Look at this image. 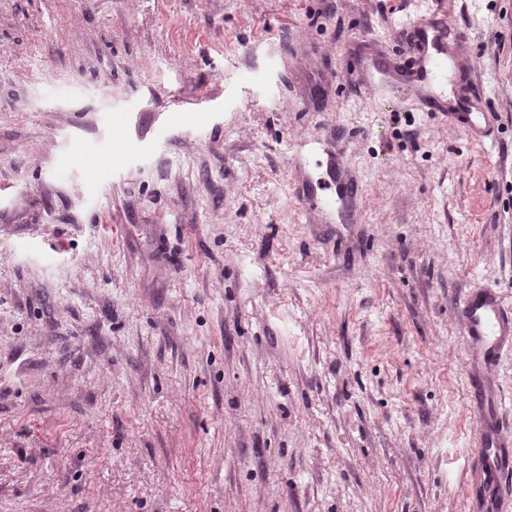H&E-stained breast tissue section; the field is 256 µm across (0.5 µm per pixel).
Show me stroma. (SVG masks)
<instances>
[{
  "mask_svg": "<svg viewBox=\"0 0 512 512\" xmlns=\"http://www.w3.org/2000/svg\"><path fill=\"white\" fill-rule=\"evenodd\" d=\"M420 1L0 0V512H484L460 304L512 305V0H424L483 141L365 87ZM330 135L355 224L293 193ZM198 101H193L190 103L178 102L174 107L167 110L164 113L165 122L168 124H176L188 119H193L200 114H204L203 109L199 106Z\"/></svg>",
  "mask_w": 512,
  "mask_h": 512,
  "instance_id": "obj_1",
  "label": "stroma"
}]
</instances>
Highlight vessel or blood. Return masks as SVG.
Masks as SVG:
<instances>
[{"label":"vessel or blood","instance_id":"obj_1","mask_svg":"<svg viewBox=\"0 0 512 512\" xmlns=\"http://www.w3.org/2000/svg\"><path fill=\"white\" fill-rule=\"evenodd\" d=\"M410 32L419 56L409 66L399 67L389 61H380L376 72L388 81L392 97L413 92L422 85L438 86L448 78L451 63L448 59V29L436 14L422 16L411 24ZM468 100L457 109H448L443 96L434 94L421 101L422 111L431 113L463 129L474 138L487 137L493 123L491 112L481 110V92L470 87ZM360 189L356 177L346 170L342 158H331L327 163V177L321 181L301 180L295 196L307 210L321 213L331 220L336 211L352 214L356 211ZM463 330L478 347L477 355L484 366L493 365L502 352L512 348V308H506L499 296L489 291L466 294L463 302ZM475 408L480 417L497 412V398L483 380L471 381ZM474 470L480 490L495 487L500 477L512 470V437L492 431L481 435L477 443Z\"/></svg>","mask_w":512,"mask_h":512}]
</instances>
